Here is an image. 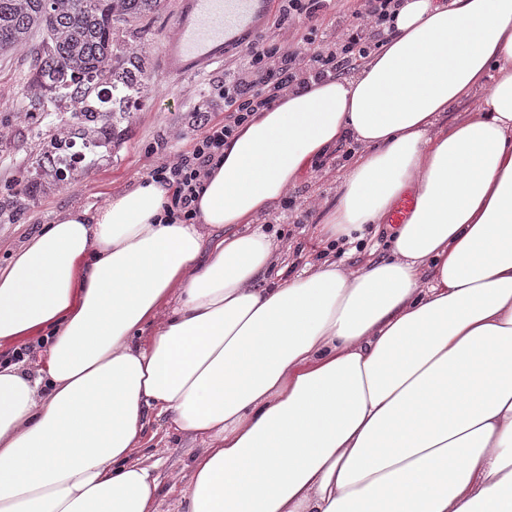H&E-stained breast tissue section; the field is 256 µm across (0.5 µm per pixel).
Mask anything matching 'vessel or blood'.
Masks as SVG:
<instances>
[{"label":"vessel or blood","mask_w":512,"mask_h":512,"mask_svg":"<svg viewBox=\"0 0 512 512\" xmlns=\"http://www.w3.org/2000/svg\"><path fill=\"white\" fill-rule=\"evenodd\" d=\"M265 17L262 0H178L162 59L167 75L202 70L220 61L242 28Z\"/></svg>","instance_id":"vessel-or-blood-1"}]
</instances>
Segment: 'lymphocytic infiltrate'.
Masks as SVG:
<instances>
[{"instance_id": "lymphocytic-infiltrate-1", "label": "lymphocytic infiltrate", "mask_w": 512, "mask_h": 512, "mask_svg": "<svg viewBox=\"0 0 512 512\" xmlns=\"http://www.w3.org/2000/svg\"><path fill=\"white\" fill-rule=\"evenodd\" d=\"M400 3L401 0H358L349 15L345 37L339 41L325 37L316 43L305 34L298 51L282 50L270 40L249 42L243 51L241 72L224 77L220 92L226 111L224 121L204 124L202 132L175 162L155 167L149 173L155 182L173 187L172 209L192 217L201 179L219 158L236 127L285 93L338 76L342 69L356 65L372 46L383 42L386 33L382 23Z\"/></svg>"}]
</instances>
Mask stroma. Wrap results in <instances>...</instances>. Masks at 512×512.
Returning <instances> with one entry per match:
<instances>
[{
	"mask_svg": "<svg viewBox=\"0 0 512 512\" xmlns=\"http://www.w3.org/2000/svg\"><path fill=\"white\" fill-rule=\"evenodd\" d=\"M176 10L177 0H166L156 15L114 25L117 48L141 45L150 88L133 100L129 113L105 117V144L92 157L88 172H74L61 182L46 176L50 163L45 154L51 139L70 125V115L59 112L48 118L35 112L21 117V107L45 98L34 81L33 55L0 56V84L15 91L0 98V267L55 217L72 208L105 205L112 195L147 179L154 167L174 160L200 133L203 122L223 121L224 101L218 91L225 73L239 67L242 52L231 48L223 61L202 71L180 77L165 74L162 47ZM353 159L350 143L337 144L289 185L277 206L259 216V224L278 243L274 268L298 274L334 263L359 270L386 257L382 243L390 236V222L379 225L376 249L333 246L320 235V223L336 205L340 176ZM204 448L200 438L174 430L163 417L153 418L145 430L136 458L157 463V497L164 512H177L179 492L190 482L193 462Z\"/></svg>",
	"mask_w": 512,
	"mask_h": 512,
	"instance_id": "35a3bbf8",
	"label": "stroma"
}]
</instances>
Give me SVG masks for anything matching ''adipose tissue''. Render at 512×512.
Instances as JSON below:
<instances>
[{"instance_id": "obj_1", "label": "adipose tissue", "mask_w": 512, "mask_h": 512, "mask_svg": "<svg viewBox=\"0 0 512 512\" xmlns=\"http://www.w3.org/2000/svg\"><path fill=\"white\" fill-rule=\"evenodd\" d=\"M390 25L236 130L193 223L141 181L0 269V340L51 334L36 372L0 365V512H160L133 460L153 410L207 445L180 512H512V0H402ZM348 137L323 231L411 194L390 257L269 279L272 240L233 225ZM487 91L486 86L476 89L475 93L468 99L461 101L458 105L453 106L448 112H442L437 120V128H447L457 121L465 118L474 108V105L480 97Z\"/></svg>"}]
</instances>
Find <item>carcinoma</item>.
Instances as JSON below:
<instances>
[{"label": "carcinoma", "instance_id": "obj_1", "mask_svg": "<svg viewBox=\"0 0 512 512\" xmlns=\"http://www.w3.org/2000/svg\"><path fill=\"white\" fill-rule=\"evenodd\" d=\"M163 5L164 0H0V55L25 48L40 29L45 40L34 57L39 85L67 72L93 71L106 83L119 78L144 92L142 56L132 55L126 71L111 66L112 23L155 15Z\"/></svg>", "mask_w": 512, "mask_h": 512}]
</instances>
